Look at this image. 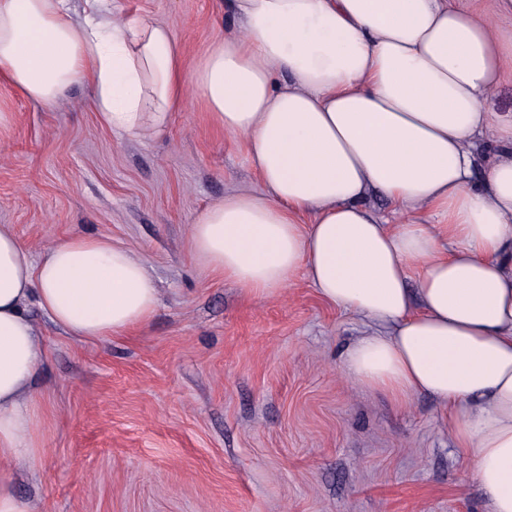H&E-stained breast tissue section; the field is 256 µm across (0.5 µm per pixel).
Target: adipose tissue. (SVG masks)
Listing matches in <instances>:
<instances>
[{
  "label": "adipose tissue",
  "mask_w": 512,
  "mask_h": 512,
  "mask_svg": "<svg viewBox=\"0 0 512 512\" xmlns=\"http://www.w3.org/2000/svg\"><path fill=\"white\" fill-rule=\"evenodd\" d=\"M226 8L236 28L200 59L198 104L263 190L208 204L192 253L259 298L304 274L374 324L343 373L433 396L491 512H512V113L489 107L512 69L497 27L512 0L481 14L454 0ZM1 79L47 106L90 82L101 121L132 139L166 135L187 97L171 27L113 16L110 0H0ZM32 303L97 340L144 326L159 296L145 263L107 237L72 235L36 257L0 225V512H35L16 466L46 448Z\"/></svg>",
  "instance_id": "obj_1"
}]
</instances>
